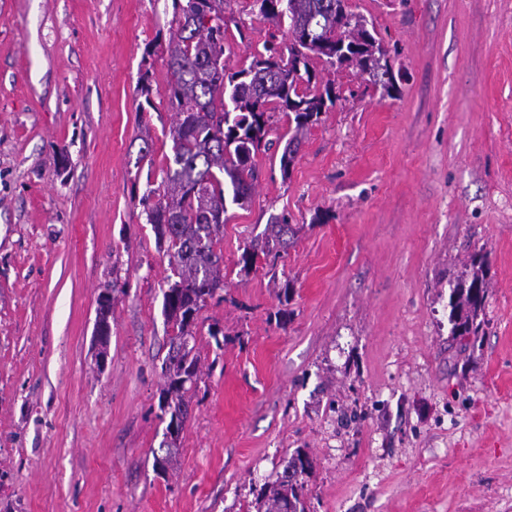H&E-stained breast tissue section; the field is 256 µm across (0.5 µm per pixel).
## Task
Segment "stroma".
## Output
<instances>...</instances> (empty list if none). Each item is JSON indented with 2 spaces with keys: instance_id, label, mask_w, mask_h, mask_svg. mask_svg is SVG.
I'll list each match as a JSON object with an SVG mask.
<instances>
[{
  "instance_id": "obj_1",
  "label": "stroma",
  "mask_w": 512,
  "mask_h": 512,
  "mask_svg": "<svg viewBox=\"0 0 512 512\" xmlns=\"http://www.w3.org/2000/svg\"><path fill=\"white\" fill-rule=\"evenodd\" d=\"M348 5L398 89L317 68L338 100L286 174L273 124L224 218V299L198 314L161 473L169 266L139 199L173 114L140 111L137 86L169 78L145 49L172 0H0V512H248L300 448L310 512H512V0ZM224 9L247 29L226 34L235 70L276 28L254 0ZM282 215L297 233L276 268L241 272ZM477 252L475 341L451 333L448 282Z\"/></svg>"
}]
</instances>
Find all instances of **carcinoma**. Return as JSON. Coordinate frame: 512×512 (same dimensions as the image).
<instances>
[{
  "mask_svg": "<svg viewBox=\"0 0 512 512\" xmlns=\"http://www.w3.org/2000/svg\"><path fill=\"white\" fill-rule=\"evenodd\" d=\"M224 2L173 0L166 44L171 78L160 89L147 70L138 82L140 96L150 108H155L157 96L175 115L169 129L172 155L165 157L160 186L147 189L140 204L169 257L163 313L176 334L162 363L166 387L159 409L179 429L188 415L185 386L197 380V357L188 343L191 327L208 301L222 299L224 290V254L217 245L223 237L227 202L243 206L250 200L257 179L255 158L273 146L267 136L274 114L283 112L294 123L280 158L286 175L304 130L336 105L331 85L322 90L312 85L313 61L334 70L356 68L371 75L384 91L396 90L376 31L337 0H255L262 17L287 25L288 46L266 44L252 54L248 66L230 71L224 63ZM292 235L287 218L270 222L264 238L244 248L241 271L252 270L259 251L279 258ZM487 275L488 257L478 253L455 281L449 298L452 335L475 340L483 335ZM113 300L109 294L98 299L101 336H109ZM176 454L173 439L164 454L155 456L156 469L167 471ZM313 469V458L296 450L281 475L256 494V512H309L305 476Z\"/></svg>",
  "mask_w": 512,
  "mask_h": 512,
  "instance_id": "cac0c4a2",
  "label": "carcinoma"
}]
</instances>
